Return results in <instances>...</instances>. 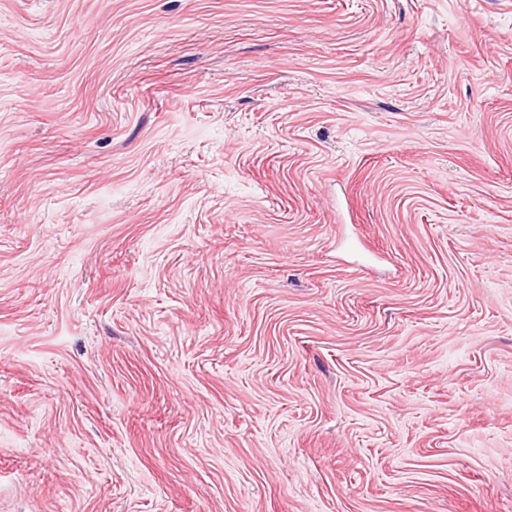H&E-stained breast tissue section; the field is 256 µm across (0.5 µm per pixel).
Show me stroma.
Returning a JSON list of instances; mask_svg holds the SVG:
<instances>
[{
  "label": "stroma",
  "instance_id": "35a3bbf8",
  "mask_svg": "<svg viewBox=\"0 0 512 512\" xmlns=\"http://www.w3.org/2000/svg\"><path fill=\"white\" fill-rule=\"evenodd\" d=\"M0 512H512V0H0Z\"/></svg>",
  "mask_w": 512,
  "mask_h": 512
}]
</instances>
